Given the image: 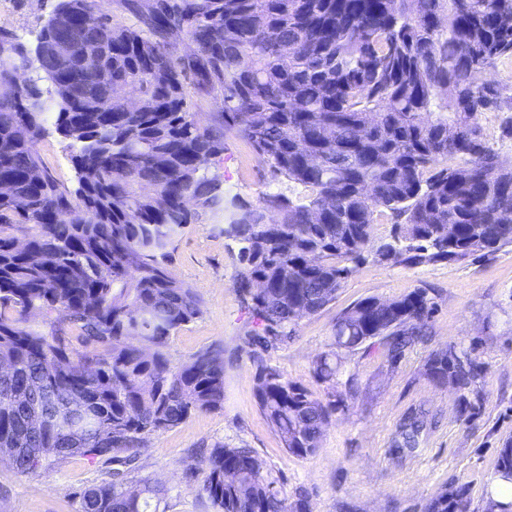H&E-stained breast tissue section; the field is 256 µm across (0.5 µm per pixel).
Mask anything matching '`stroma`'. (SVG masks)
I'll list each match as a JSON object with an SVG mask.
<instances>
[{
  "mask_svg": "<svg viewBox=\"0 0 512 512\" xmlns=\"http://www.w3.org/2000/svg\"><path fill=\"white\" fill-rule=\"evenodd\" d=\"M60 0H0V34L26 53L20 81L38 80L43 105H50V83L39 80L34 59L42 26ZM501 93L498 109L481 113L487 144L512 162V57L499 58L481 72ZM46 134L35 149L51 176L68 190L77 183L67 142L46 113ZM202 173L218 176L226 192L251 204L277 192L303 194L302 186L272 178L252 147L235 134L224 150L206 159ZM188 208L195 218L170 248L167 268L202 299V313L170 336L165 352L173 363L188 361L208 348L224 357L223 408L192 413L169 430L145 436L135 459L124 463L79 454L24 475L0 461V512H76L86 488L127 470V486L148 476L165 485L166 512H216L203 491L198 468L215 445L247 446L264 460L268 477L289 501L305 497L310 512H423L427 502L450 486H467L470 512H484L497 450L512 438V245L456 263L408 266L367 256L343 283L334 302L302 317L292 338L269 349L253 346L260 325L238 291L243 269L238 247L224 236L221 217ZM435 302L427 336L391 360L382 345L341 356L328 381L314 374V363L331 349L337 319L366 298L391 300L415 289ZM454 348L467 352L482 372L468 396L452 384L437 385L425 374L431 353ZM276 368L336 409L315 454H289L268 426L257 402L261 366ZM430 410L437 423L417 452L392 450L397 426L414 408Z\"/></svg>",
  "mask_w": 512,
  "mask_h": 512,
  "instance_id": "35a3bbf8",
  "label": "stroma"
}]
</instances>
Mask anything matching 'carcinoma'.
I'll use <instances>...</instances> for the list:
<instances>
[{
  "label": "carcinoma",
  "mask_w": 512,
  "mask_h": 512,
  "mask_svg": "<svg viewBox=\"0 0 512 512\" xmlns=\"http://www.w3.org/2000/svg\"><path fill=\"white\" fill-rule=\"evenodd\" d=\"M150 32L116 26L101 0H61L39 34V78L50 82L56 131L69 140L77 188L61 187L34 149L45 133L36 83L0 99V450L21 473L75 454L91 459L131 451L144 436L174 428L195 411L224 405V361L207 349L176 365L163 351L173 332L196 319L202 301L165 268L169 248L194 214L222 215L224 236L239 244V290L269 345L292 337L305 314L336 298L361 258L374 213L396 219L393 241L376 255L411 266L461 261L512 245V163L485 142L478 115L500 93L477 73L512 56V0H138ZM87 13L101 18L88 26ZM194 56L178 67L173 40ZM74 47L65 60L51 43ZM27 59L10 45L0 83ZM221 97L224 111L202 127L184 81ZM136 93L130 111L115 95ZM433 116L428 122L422 116ZM245 139L273 177L308 190L296 201L266 196L253 207L225 193L200 160L224 150V135ZM457 164L439 167L445 160ZM150 186L154 193L142 192ZM277 212L273 222L267 212ZM456 238L448 243V225ZM29 228L26 250L14 232ZM58 313L48 334L8 315ZM434 302L415 290L386 305L359 301L336 322L350 352L381 341L395 361L425 336ZM84 345L75 353L64 326ZM135 338L139 345L126 339ZM331 351L314 366L336 377ZM426 375L470 389L479 366L454 349L433 353ZM70 418L46 427L36 392ZM256 397L269 427L293 456L319 448L336 403L324 404L275 368L261 367ZM435 424L411 410L393 450L413 454ZM250 448L218 444L202 461L203 490L219 512H309L290 503ZM494 478L512 483V441L498 450ZM167 489L148 480L126 488L125 474L85 489L76 512H145ZM464 486L446 488L424 512H468Z\"/></svg>",
  "instance_id": "carcinoma-1"
}]
</instances>
